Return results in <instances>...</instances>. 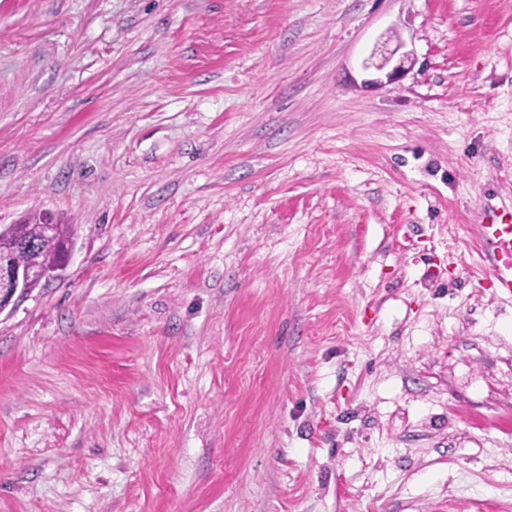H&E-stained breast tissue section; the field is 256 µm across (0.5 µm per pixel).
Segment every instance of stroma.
I'll list each match as a JSON object with an SVG mask.
<instances>
[{
	"label": "stroma",
	"instance_id": "35a3bbf8",
	"mask_svg": "<svg viewBox=\"0 0 512 512\" xmlns=\"http://www.w3.org/2000/svg\"><path fill=\"white\" fill-rule=\"evenodd\" d=\"M502 205L512 0H0V512H512ZM46 218L44 214L38 216L24 218V222L20 223L25 235L36 243V249L32 242L24 237L23 232L16 228L10 238L11 247L14 250L10 254V259L15 265L1 261L0 265V312L8 307L14 298L23 296L28 291V283L35 277L42 280L57 278L63 271L71 257L72 244L71 234L67 225L56 224V230L53 235H47L44 231L43 222ZM68 257L66 256V246ZM67 257V260H66ZM66 260V262H64ZM64 262V263H62ZM57 263L60 265L51 268H34L32 266L49 267ZM26 266V267H24ZM476 224L480 257L493 292L502 301H512V224L482 221Z\"/></svg>",
	"mask_w": 512,
	"mask_h": 512
}]
</instances>
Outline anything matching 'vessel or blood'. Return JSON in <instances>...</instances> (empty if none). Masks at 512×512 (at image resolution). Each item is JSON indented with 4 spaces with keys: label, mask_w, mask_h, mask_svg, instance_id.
<instances>
[{
    "label": "vessel or blood",
    "mask_w": 512,
    "mask_h": 512,
    "mask_svg": "<svg viewBox=\"0 0 512 512\" xmlns=\"http://www.w3.org/2000/svg\"><path fill=\"white\" fill-rule=\"evenodd\" d=\"M480 257L495 295L512 301V224L481 223L476 227Z\"/></svg>",
    "instance_id": "b4317fda"
}]
</instances>
